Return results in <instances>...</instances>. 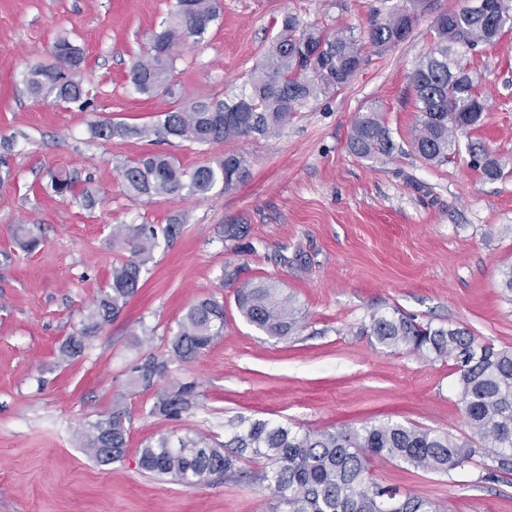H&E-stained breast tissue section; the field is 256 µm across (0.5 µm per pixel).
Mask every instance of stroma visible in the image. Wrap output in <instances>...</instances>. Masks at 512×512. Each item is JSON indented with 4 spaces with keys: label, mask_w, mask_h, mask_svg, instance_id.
Instances as JSON below:
<instances>
[{
    "label": "stroma",
    "mask_w": 512,
    "mask_h": 512,
    "mask_svg": "<svg viewBox=\"0 0 512 512\" xmlns=\"http://www.w3.org/2000/svg\"><path fill=\"white\" fill-rule=\"evenodd\" d=\"M395 2L220 0L204 40L176 62L174 96L151 97L133 89L129 71L175 0H0V140L13 142L0 149L11 172L0 184V512H271V491L250 479L263 459L245 458L241 475L195 487L139 465L160 434L221 441L242 418L312 431L393 421L467 435L453 362L380 345L369 316L398 309L512 349V297L500 282L512 267V33L469 54L488 99L470 138L506 163L494 181L464 149L430 165L410 152L372 161L347 148L356 116L371 106L396 140H408L418 120L409 76L436 46V17L467 0H431L405 42L386 53L365 48L352 81L309 102L280 135L205 147L90 135L99 120L152 124L174 103L241 87L286 16L363 38ZM62 36L84 57L74 73L93 95L84 112L33 98L22 82L28 65L53 62ZM150 152L189 169L240 154L248 175L205 198L135 202L117 170ZM57 170L72 174L76 197L48 188ZM176 218L180 234L160 241L122 313L81 356L61 361L60 345L129 255L113 242V227ZM18 224L39 225L37 251L16 246ZM228 224L246 227V236L225 239ZM235 268L299 301L294 335L267 336L240 316L236 285L224 277ZM205 297L224 304L222 336L191 362L171 360L180 320ZM149 356L170 361L153 389L133 381ZM185 379L197 382L198 405L176 421L152 415L156 389ZM118 398L130 416L126 448L104 465L82 448L80 433ZM488 465L477 455L430 474L381 458L369 476L448 512H512V476L485 481Z\"/></svg>",
    "instance_id": "1"
}]
</instances>
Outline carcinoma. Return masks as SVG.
I'll return each instance as SVG.
<instances>
[{"label": "carcinoma", "mask_w": 512, "mask_h": 512, "mask_svg": "<svg viewBox=\"0 0 512 512\" xmlns=\"http://www.w3.org/2000/svg\"><path fill=\"white\" fill-rule=\"evenodd\" d=\"M498 15L493 26L484 13L469 7L435 21L436 48L412 71L410 85L418 123L408 147L432 164L448 161L459 151V136L479 127L487 99L478 91L472 73L457 52L461 44L475 49L494 45L512 30V0H486ZM429 0H399L386 17L367 34L370 47L392 49L414 31ZM218 16V0H176L166 24L151 35L149 48L130 69V83L141 94H173V74L179 49L203 39ZM57 63L27 68L23 84L34 96L52 95L80 111L91 105L89 91L75 81L72 70L82 63L80 49L67 38L55 42ZM363 63L362 46L351 32L330 34L310 24L298 28L294 17H285L282 30L250 78L232 95L204 98L162 113L153 124L129 125L99 121L91 125L93 137L140 140L169 137L198 145L239 139L269 137L280 133L295 112L310 99L334 94L347 86ZM349 151L374 160L404 152L377 110L358 115L348 140ZM473 163L485 178L496 180L503 168L481 142H469ZM246 160L226 155L213 163L188 169L168 154L147 153L118 170L126 195L134 200L153 197H205L217 185L228 190L243 181ZM50 188L61 196L74 195L67 174L50 173ZM36 224H18L17 246L31 253L42 243ZM179 224L156 228L149 224H120L112 239L130 247V256L112 267L111 278L100 298L87 310L81 328L60 347L67 360L80 355L90 337L115 319L140 288L143 272L153 260L159 239L170 241ZM240 316L266 335L282 339L301 323V311L292 296L267 281H245L235 292ZM224 304L214 298L193 303L182 317L171 341L172 356L183 363L196 359L222 335ZM370 335L383 346L409 350L426 359L454 362L456 394L470 435L455 438L432 428L397 422L358 428L310 431L269 421L240 420L237 430L216 446L203 436L162 434L141 451L142 469L170 475L193 487L213 476L232 477L237 463L250 453L267 461L259 480L274 494L273 512H443L442 505L415 495H402L369 478V463L376 457L398 462L413 470L440 474L462 469L478 453L491 459L485 479L512 475V350L480 343L465 327L434 326L399 311L370 316ZM169 360L150 357L134 367V382L154 385L168 370ZM194 381L155 393L151 413L177 420L198 404ZM128 414L116 400L112 412L88 424L82 445L101 463L123 457Z\"/></svg>", "instance_id": "obj_1"}]
</instances>
